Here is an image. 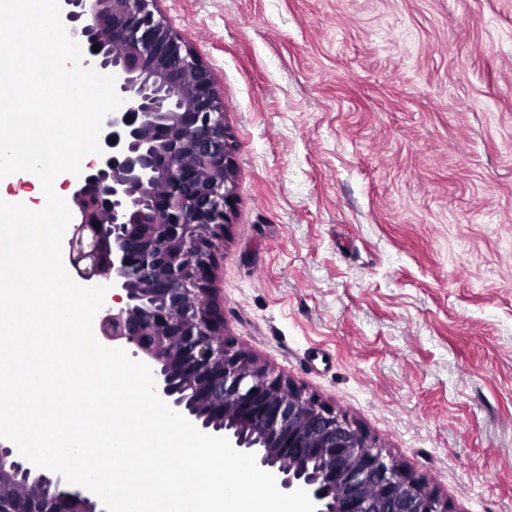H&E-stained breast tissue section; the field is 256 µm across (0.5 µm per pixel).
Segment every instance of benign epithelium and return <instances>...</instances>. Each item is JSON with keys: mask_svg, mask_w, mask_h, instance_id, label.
I'll return each mask as SVG.
<instances>
[{"mask_svg": "<svg viewBox=\"0 0 512 512\" xmlns=\"http://www.w3.org/2000/svg\"><path fill=\"white\" fill-rule=\"evenodd\" d=\"M157 2L60 0L82 65L110 71L124 100L103 120V153L70 185L67 260L86 285L108 286L97 339L132 350L172 410L254 454L281 491L305 489L316 512H449L428 479L225 334L211 260L229 225L235 144L224 95ZM0 512L105 509L0 444Z\"/></svg>", "mask_w": 512, "mask_h": 512, "instance_id": "benign-epithelium-1", "label": "benign epithelium"}]
</instances>
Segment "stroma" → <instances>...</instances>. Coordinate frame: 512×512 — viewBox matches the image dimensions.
<instances>
[{"label":"stroma","instance_id":"obj_1","mask_svg":"<svg viewBox=\"0 0 512 512\" xmlns=\"http://www.w3.org/2000/svg\"><path fill=\"white\" fill-rule=\"evenodd\" d=\"M235 143L224 330L449 512H512V0H158Z\"/></svg>","mask_w":512,"mask_h":512}]
</instances>
